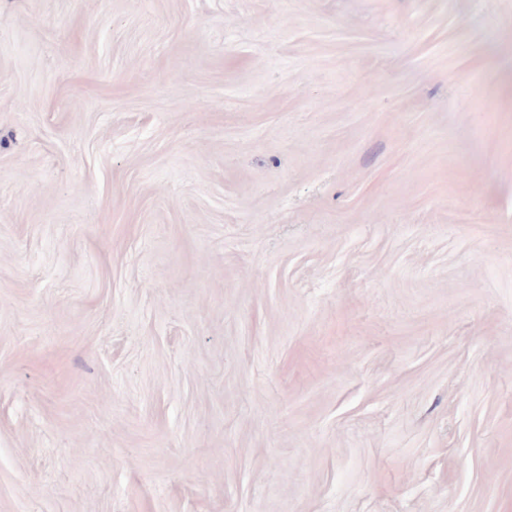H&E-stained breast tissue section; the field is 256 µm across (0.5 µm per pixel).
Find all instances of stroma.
<instances>
[{"label": "stroma", "mask_w": 512, "mask_h": 512, "mask_svg": "<svg viewBox=\"0 0 512 512\" xmlns=\"http://www.w3.org/2000/svg\"><path fill=\"white\" fill-rule=\"evenodd\" d=\"M0 512H512V0H0Z\"/></svg>", "instance_id": "obj_1"}]
</instances>
